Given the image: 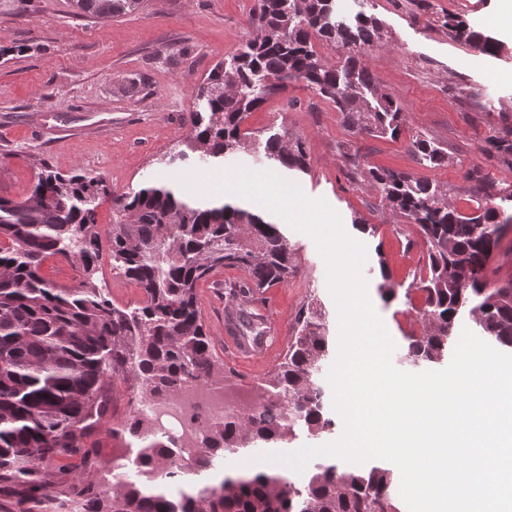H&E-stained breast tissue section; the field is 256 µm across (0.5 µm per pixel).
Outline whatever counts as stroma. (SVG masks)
Wrapping results in <instances>:
<instances>
[{
	"mask_svg": "<svg viewBox=\"0 0 512 512\" xmlns=\"http://www.w3.org/2000/svg\"><path fill=\"white\" fill-rule=\"evenodd\" d=\"M255 5L256 0H142L133 12L98 19L76 0H0V196L24 199L44 163L63 173L86 171L117 194L147 182L171 183L188 171L210 172V165L197 160L171 166L164 158L191 131L196 86L252 37ZM335 9L349 23L361 11L379 20L383 38L364 50L363 59L406 116L400 137L352 135L328 103L298 83L268 98L243 127L262 138L285 130L305 141L308 171L282 177L308 196L325 199L348 234L365 244L362 274L369 292L384 281L395 288L396 299L377 301L376 311L395 343L393 365L408 372L412 366L401 357L405 336L421 331L423 308L411 283L426 249L418 245L414 227L385 212L373 187L347 179L339 148L357 152L362 168L389 167L436 183L463 213L470 212L477 194L469 178L473 169L512 190V169L482 149L491 129L500 127L501 113L512 115V19L499 13L498 0H335ZM450 16L500 40L502 53L489 56L456 39L445 24ZM419 134L447 151V164L430 169L415 160L409 145ZM356 219L375 225V233L357 230ZM282 231L296 251L297 273L263 291L262 306L271 313L267 325L293 336L299 311L315 300L326 312L331 338H338L323 259L309 236L287 224ZM244 276L237 269L215 270L197 293L216 373L254 399L285 352L275 350L263 366L226 359L229 323L218 287ZM139 392L134 379L115 381L110 413L94 435L98 468L85 469L77 458L55 461L53 490L82 476L102 480L110 474L113 449L139 448L135 439L112 435ZM324 413L335 426L320 436L300 428L290 441L260 443L215 459L201 480L246 470L264 453L337 440L344 423L333 406Z\"/></svg>",
	"mask_w": 512,
	"mask_h": 512,
	"instance_id": "stroma-1",
	"label": "stroma"
}]
</instances>
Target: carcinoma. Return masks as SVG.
<instances>
[{
	"instance_id": "carcinoma-1",
	"label": "carcinoma",
	"mask_w": 512,
	"mask_h": 512,
	"mask_svg": "<svg viewBox=\"0 0 512 512\" xmlns=\"http://www.w3.org/2000/svg\"><path fill=\"white\" fill-rule=\"evenodd\" d=\"M141 0H78L97 17L112 18ZM334 0H259L251 17L256 36L216 64L196 87L191 132L169 163L199 160L219 164L238 153H263L285 170L306 171L305 141L285 133L261 141L243 122L268 98L284 92L285 75L339 113L354 134L398 136L405 116L381 91L361 50L381 42L374 15L364 11L348 24L336 19ZM455 37L495 56L500 44L450 17ZM345 51L331 64L315 42ZM420 164L437 168L448 152L421 136L410 143ZM484 151L512 170V126L490 135ZM350 179L364 176L381 193L391 215L416 226L427 246L426 272L414 276L422 293L424 329L406 337L405 357L440 363L448 357L451 331L466 311L482 338L512 350V280L489 287L486 265L498 226L511 225L508 204L489 175L471 174L486 203L462 213L447 191L392 168L363 173L358 156L342 153ZM108 195L103 181L82 171L68 174L44 165L28 198L0 196V497L12 512H400L392 494L394 474L373 466L348 470L320 464L301 486L280 474L225 473L215 483L183 476L174 440L149 443L152 424L129 416L112 436L143 442L132 460L139 478L112 473V482L79 480L59 495L49 492L44 464L78 456L95 461L90 442L111 409L108 379L140 382L142 397L174 395L189 380L214 381V360L200 317L197 286L217 268L242 270L232 284L241 305L256 302L264 288L296 274L295 250L278 224L227 202L188 201L170 185L144 184L112 195L109 244L112 272L135 282L146 301L128 308L97 287L101 252L96 209ZM63 255L82 266L79 288L60 286L40 274L45 258ZM325 310L314 302L300 311L283 361L264 385L263 400L224 414L211 425L193 474L216 457L258 444L290 440L300 425L312 437L331 424L323 389L314 375L329 353Z\"/></svg>"
}]
</instances>
